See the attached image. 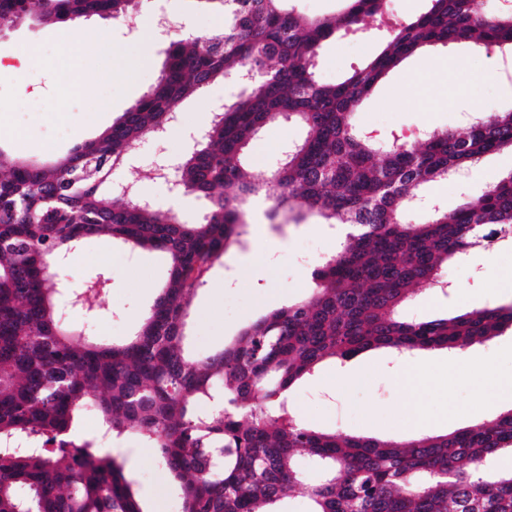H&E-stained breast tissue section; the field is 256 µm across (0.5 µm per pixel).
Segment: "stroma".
<instances>
[{
  "label": "stroma",
  "instance_id": "35a3bbf8",
  "mask_svg": "<svg viewBox=\"0 0 512 512\" xmlns=\"http://www.w3.org/2000/svg\"><path fill=\"white\" fill-rule=\"evenodd\" d=\"M165 10L183 23L186 33L205 35L224 23L223 15L204 0H141L137 21L93 16L66 23L25 21L0 36V153L9 159L53 163L76 144L97 137L159 80L167 59L169 38L146 31L142 21ZM67 53H59L60 42ZM41 59L25 63L30 47ZM378 44L365 35L328 41L317 60L316 73L325 83L343 79L376 52ZM502 58L470 46H435L404 61L375 88L355 117L362 131L381 138L397 133L416 136L423 127L455 128L463 117L485 116L512 108V78L501 76ZM83 90L70 95V80ZM231 81H218L179 106L181 123L164 141L144 139L129 153L125 166L113 172L116 181L137 183L161 209H176L187 222H198L206 201L174 198L166 185L147 177L151 161L161 153L184 155L186 135L205 129L219 104L238 96ZM302 128L275 119L246 150L247 167L261 179L274 168L278 153L301 138ZM512 172V153L483 158L467 182H433L424 190L428 204L453 210L463 193L479 195ZM268 204L251 205L243 244L215 262L205 285L192 300L186 344L206 355L233 340L239 331L264 314L309 293L312 264L333 254L339 242L327 225L310 216L298 224L286 214L267 215ZM263 250L262 266L252 254ZM166 256L155 250L131 252L106 236L88 240L69 257L62 272L81 278L99 272L110 280L103 303L107 316L95 321L70 314L77 326L109 341L134 334L168 277ZM443 287L426 286L405 305L409 320L446 318L484 307L512 305V244L497 251L478 247L464 263L442 272ZM428 362L433 372L425 384L403 392L397 375L409 361ZM512 329L494 339L473 343L457 356L428 350L399 357L391 350L363 351L344 362L325 361L289 395L291 411L308 426L403 443L425 435L451 432L494 411L512 408ZM502 394L490 399L487 389ZM126 460L138 483L146 512H179L168 473L157 461V450L140 436L126 434L112 444Z\"/></svg>",
  "mask_w": 512,
  "mask_h": 512
}]
</instances>
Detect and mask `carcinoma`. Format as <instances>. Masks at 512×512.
I'll list each match as a JSON object with an SVG mask.
<instances>
[{"label":"carcinoma","instance_id":"carcinoma-1","mask_svg":"<svg viewBox=\"0 0 512 512\" xmlns=\"http://www.w3.org/2000/svg\"><path fill=\"white\" fill-rule=\"evenodd\" d=\"M210 2L224 11V28L173 43L157 85L111 127L53 164L0 171V512H145L124 463L83 432L89 411L112 438L134 433L158 449L181 512H276L284 491L302 486L310 512H512V470L489 468L512 453V408L397 445L316 430L288 403L296 381L328 358L380 347L461 350L512 328V306L399 316L415 288L441 284L448 262L512 241V172L451 213L435 210L419 224L402 219L421 187L512 152V109L390 143L352 123L376 85L427 48L466 44L512 56V11H491L483 0H427L416 17L393 22L390 0H341V11L315 18L289 0ZM99 6L37 4L59 19ZM367 16L386 27L382 50L345 79L320 82L323 45L360 30ZM245 75V93L213 114L182 162L184 187L208 202L202 222L105 190L111 170L169 126L181 101ZM275 117L301 125L304 136L256 182L245 150ZM260 193L272 201V218L286 209L354 231L315 266L309 295L196 357L184 347L189 298L244 235L243 206ZM101 235L157 250L169 263L166 285L122 344L78 332L60 313L62 304L100 313L107 278L76 286L57 266ZM302 450L317 470L308 485Z\"/></svg>","mask_w":512,"mask_h":512}]
</instances>
